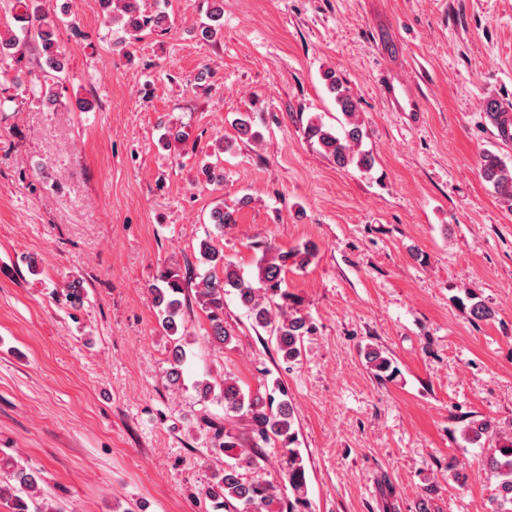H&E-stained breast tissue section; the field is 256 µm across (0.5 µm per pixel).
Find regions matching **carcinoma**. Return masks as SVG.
Masks as SVG:
<instances>
[{
	"instance_id": "carcinoma-1",
	"label": "carcinoma",
	"mask_w": 512,
	"mask_h": 512,
	"mask_svg": "<svg viewBox=\"0 0 512 512\" xmlns=\"http://www.w3.org/2000/svg\"><path fill=\"white\" fill-rule=\"evenodd\" d=\"M104 23L108 27L119 26L129 38L137 39L138 34L149 28L165 32L166 15L162 12L148 14L143 11L142 0H107ZM223 16V0H210V19L214 24L201 29L204 40L215 38L220 31L217 24ZM15 27L0 32V60L23 51L30 44H36L44 66L37 72L28 71L15 77L18 85L28 83L41 97L54 103L57 101L55 86L63 79L66 61L58 50V24L48 15L34 16L29 11L28 0H15L13 14ZM327 89L334 95L336 106L345 119L342 133L328 127L321 116L308 119L305 133L316 140L322 153L331 158L337 166L345 168L351 164L368 169L371 157L358 150L364 132L357 121L358 101L350 94L349 88L336 77L333 71L324 73ZM493 120L500 136L512 137V114L492 112ZM482 171L484 178L495 192L512 206V168L497 155H483ZM200 261L208 265L200 274L191 265L185 266V273L165 269L156 278V283L148 291L158 309L161 327L174 337L170 384L180 381L179 367L186 357L182 338L177 336L182 326L185 288L194 286L196 299L207 313L210 321V336L219 343L227 344L232 334L224 326V295L233 294L245 307L253 322L269 331L275 339L276 351L286 363L294 364L303 358L304 336L312 325L301 315L286 310L273 314L269 300L274 296L287 298L282 290L284 273L288 267H306L316 255L314 247L305 245L290 251H281L271 245L263 247L260 258L255 263V274L244 276L237 267L224 259V251L214 239L207 237L199 243ZM368 366L379 378L394 375L396 368L384 352L369 348L365 351ZM199 396L209 398L219 392L224 403V416H244L252 426L257 440L252 447L244 448L237 437L229 430L218 433L220 442L214 452L225 457L224 470L206 491L214 512H307V476L301 456L291 449L297 439L295 421L288 400L286 388L279 382L271 391L261 393L244 392L238 382L224 378L221 385L209 381L197 384ZM467 440L479 448H491L484 460L485 468L500 478L499 497L495 500L492 512H512V432H503L496 423L489 420L477 422L468 427ZM281 443L288 449V469L286 478L294 500L284 504L277 496L273 484L262 477L266 461L265 448ZM40 492L33 474L23 468L9 473V481L0 479V501L9 504L11 512H57L39 503Z\"/></svg>"
}]
</instances>
